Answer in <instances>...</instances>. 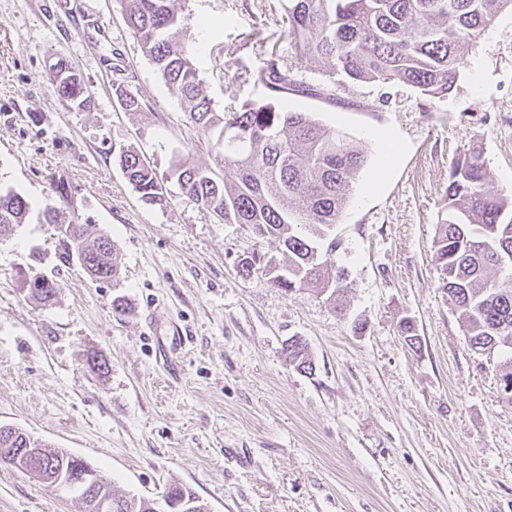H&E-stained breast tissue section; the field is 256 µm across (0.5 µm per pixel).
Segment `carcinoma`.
I'll return each instance as SVG.
<instances>
[{"label":"carcinoma","instance_id":"carcinoma-1","mask_svg":"<svg viewBox=\"0 0 512 512\" xmlns=\"http://www.w3.org/2000/svg\"><path fill=\"white\" fill-rule=\"evenodd\" d=\"M284 36L298 58L324 76L314 86L283 66L277 45L264 47L257 80L271 95L263 104H244L218 112L206 95L192 61L174 0H125L127 22L155 65L160 79L174 88L191 123L215 138L224 150L230 176L180 157L172 173L181 189L226 224H245L257 240L278 243L287 262L253 249L241 260L245 275L267 273L286 291L312 286L336 299L346 288L344 270L323 260L338 241L331 230L341 220L352 183L367 162L366 146L349 134L327 127L308 112L274 101L288 93L337 102L332 88L341 82L402 83L431 99L443 98L465 66L477 36L512 0H287ZM52 93L78 109L90 106L93 92L69 61L59 58L48 71ZM121 108L139 112L143 104L129 91H115ZM130 183L150 204L164 201L154 169L133 152L120 156ZM482 152L476 147L450 162L448 215L436 225L433 261L441 288L466 330L467 347L479 354H512V197L490 192ZM31 203L12 190L0 191V238L25 223ZM44 220L59 225L64 255L88 276L110 282L118 274L112 238L87 224L61 219L45 206ZM504 273L502 277L491 270ZM28 294L44 305L56 297V285L43 277L24 281ZM288 364L314 369L307 343L292 336L284 347ZM0 448H40L56 470L84 463L41 440L0 425ZM112 512H156L155 502L116 496ZM182 502L176 512H207L188 488L172 485L163 499Z\"/></svg>","mask_w":512,"mask_h":512}]
</instances>
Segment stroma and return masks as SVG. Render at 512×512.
Here are the masks:
<instances>
[{
  "label": "stroma",
  "mask_w": 512,
  "mask_h": 512,
  "mask_svg": "<svg viewBox=\"0 0 512 512\" xmlns=\"http://www.w3.org/2000/svg\"><path fill=\"white\" fill-rule=\"evenodd\" d=\"M217 111L267 101L258 38L298 79L323 77L289 53L283 0H175ZM68 60L95 91L90 110L55 97L48 62ZM143 112L124 111L116 87ZM339 105L288 107L361 139L367 162L334 234L342 308L315 290L243 276L254 241L188 197L171 157L223 173L221 148L189 123L156 74L121 0H0V189L33 214L0 239V424L85 460L119 494L161 499L174 483L209 512H512V403L465 328L432 261L451 159L483 150L489 189L512 196V11L467 54L442 99L399 83L338 85ZM400 147L372 194L381 137ZM155 170L162 204L143 202L120 166ZM109 235L119 274L92 281L65 261L45 205ZM53 279L45 306L25 277ZM121 300L124 312L112 308ZM410 320L419 338L401 332ZM305 340L312 373L289 365ZM171 348L177 377L156 353ZM108 363L92 370L88 355ZM0 512H84L78 498L0 464Z\"/></svg>",
  "instance_id": "obj_1"
}]
</instances>
